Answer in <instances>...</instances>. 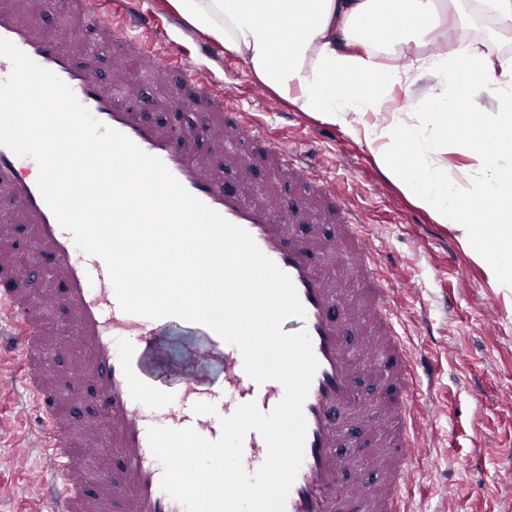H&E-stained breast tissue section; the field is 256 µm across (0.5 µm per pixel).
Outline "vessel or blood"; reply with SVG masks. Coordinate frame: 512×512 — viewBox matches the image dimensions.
Returning a JSON list of instances; mask_svg holds the SVG:
<instances>
[{"mask_svg":"<svg viewBox=\"0 0 512 512\" xmlns=\"http://www.w3.org/2000/svg\"><path fill=\"white\" fill-rule=\"evenodd\" d=\"M85 27L119 51L109 81L96 74V55L76 60L69 48L82 28L43 26L30 0H0V38L12 41L54 72L103 125L162 159L170 173L225 220L248 231L261 251L293 281L306 317L285 321L283 331L306 330L318 361L302 412L306 421L303 461L285 512H411L409 493L416 464L427 448L431 409L418 408V377L433 376L431 361H418L397 330L395 290L381 276L382 248L362 232L351 193L338 188L323 167L298 147L273 137L238 106L235 86L214 79L172 44L146 36L156 14L134 0H73ZM167 82L178 74L181 89L171 106L199 101L194 123L171 129L148 121L131 106L136 74ZM210 142L209 153L198 149ZM275 180L253 194L257 165ZM37 163L0 146V212L25 227L34 253L20 251L7 226L0 227V397L24 392L30 407L17 418L20 440L36 437L43 474L27 485L28 498L48 512H184L161 488L163 469L152 454L153 426L190 428L218 439L221 418L243 403L272 411L283 399L276 381L254 382L240 350L212 329L190 360L206 367L214 351L224 356V379L170 369L163 385L148 362L159 336L176 317L152 319L123 312L105 262L83 253L45 203L34 176ZM300 186L299 203L283 206L284 183ZM333 224L325 234L323 224ZM308 225V233L297 230ZM347 247L344 275L357 285L358 307H349L329 275L337 243ZM70 316L66 338L48 334V318ZM67 360L58 373L52 356ZM377 379L381 390L366 399L358 377ZM267 446L255 431L243 442V463L255 472ZM379 479H360L364 469Z\"/></svg>","mask_w":512,"mask_h":512,"instance_id":"vessel-or-blood-1","label":"vessel or blood"}]
</instances>
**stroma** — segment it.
I'll return each mask as SVG.
<instances>
[{"instance_id": "35a3bbf8", "label": "stroma", "mask_w": 512, "mask_h": 512, "mask_svg": "<svg viewBox=\"0 0 512 512\" xmlns=\"http://www.w3.org/2000/svg\"><path fill=\"white\" fill-rule=\"evenodd\" d=\"M161 19L158 34L195 50L203 37L165 0H141ZM462 26L449 29L448 46L490 39L512 53V29L464 0ZM219 79L239 90L241 109L285 142L334 160L330 175L352 187L365 231L384 246L383 268L395 284L418 290L401 296L404 340L438 364L420 382L421 401L435 411L429 446L419 461L422 477L413 512H512V300L490 288L463 250L457 231L410 203L368 149L340 127L321 123L284 100L253 101L254 80L241 61L211 47L204 60ZM495 311L487 321V311ZM42 474L39 449L28 451L23 471L0 473V512H21L28 480Z\"/></svg>"}]
</instances>
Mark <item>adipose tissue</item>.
I'll list each match as a JSON object with an SVG mask.
<instances>
[{
	"mask_svg": "<svg viewBox=\"0 0 512 512\" xmlns=\"http://www.w3.org/2000/svg\"><path fill=\"white\" fill-rule=\"evenodd\" d=\"M279 98L364 144L512 288V55L437 48L458 0H167ZM466 157L458 164L456 156Z\"/></svg>",
	"mask_w": 512,
	"mask_h": 512,
	"instance_id": "ef3b65f1",
	"label": "adipose tissue"
}]
</instances>
